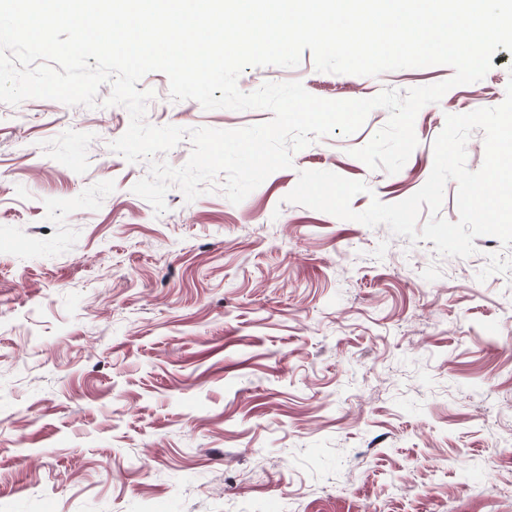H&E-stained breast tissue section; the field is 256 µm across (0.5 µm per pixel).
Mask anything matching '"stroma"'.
<instances>
[{
    "label": "stroma",
    "mask_w": 512,
    "mask_h": 512,
    "mask_svg": "<svg viewBox=\"0 0 512 512\" xmlns=\"http://www.w3.org/2000/svg\"><path fill=\"white\" fill-rule=\"evenodd\" d=\"M424 106L395 174L352 156L373 109L292 155L240 204L221 188L167 212L134 194L147 161L111 150L125 107L0 102V512H512V248L436 253L286 202L303 170L364 182L354 211L400 202L433 167L445 117L500 105L512 52ZM358 100L449 79L246 68ZM153 126L239 129L271 111L172 101Z\"/></svg>",
    "instance_id": "35a3bbf8"
}]
</instances>
